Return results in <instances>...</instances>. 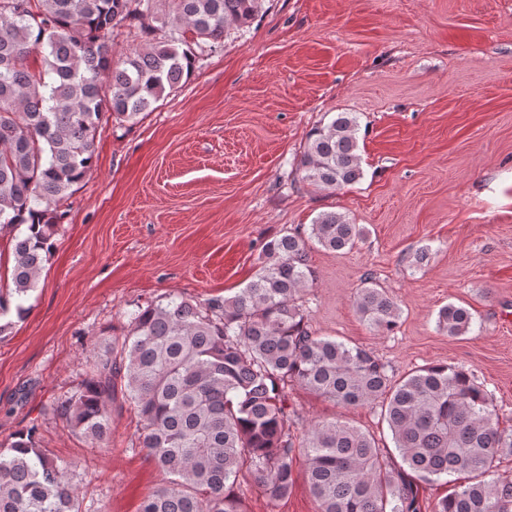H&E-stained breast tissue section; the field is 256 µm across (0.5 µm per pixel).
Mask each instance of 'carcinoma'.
<instances>
[{
    "instance_id": "carcinoma-1",
    "label": "carcinoma",
    "mask_w": 512,
    "mask_h": 512,
    "mask_svg": "<svg viewBox=\"0 0 512 512\" xmlns=\"http://www.w3.org/2000/svg\"><path fill=\"white\" fill-rule=\"evenodd\" d=\"M263 0H0V224L24 227L13 245V288L22 299L40 278L62 222L56 204L92 174L102 120L135 124L181 87L199 57L232 26L252 22ZM137 21L147 47L114 60L112 30ZM40 56L33 68L28 59ZM354 112L315 129L302 179L342 189L363 177ZM364 229L339 212L309 235L264 243L252 281L231 298L179 297L138 305L126 334L89 364L53 414L97 447L112 442L118 384L138 418L141 447L167 481L141 512H244L235 491L251 475L272 499L288 496L297 457L319 512H422L421 485L448 494L434 512H512V480L492 478L512 452L488 393L465 365L429 364L400 379L369 349L312 330L302 294L313 281L309 244L349 251ZM354 304L367 326H397L399 304L367 275ZM472 313L448 304L438 327L470 332ZM299 386L345 406L382 401L402 465L344 421L316 420L291 434L288 390ZM72 463L40 448L38 425L0 444V512H93L72 483Z\"/></svg>"
}]
</instances>
